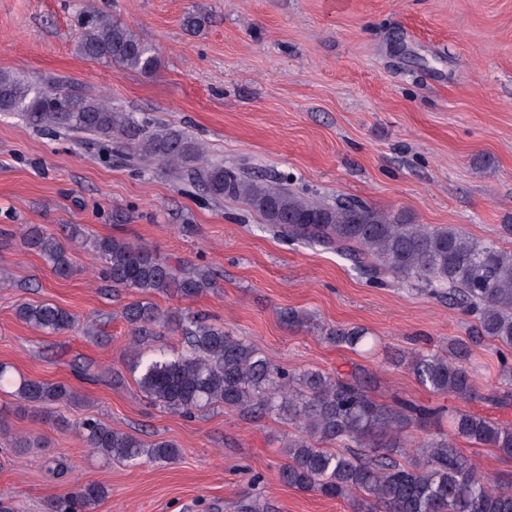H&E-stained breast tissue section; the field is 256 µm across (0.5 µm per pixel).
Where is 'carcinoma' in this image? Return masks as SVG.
<instances>
[{"label": "carcinoma", "mask_w": 512, "mask_h": 512, "mask_svg": "<svg viewBox=\"0 0 512 512\" xmlns=\"http://www.w3.org/2000/svg\"><path fill=\"white\" fill-rule=\"evenodd\" d=\"M74 49L77 55L118 65L143 76L154 75L160 58L129 23L107 13L81 12ZM0 113L54 133L92 135L122 147L143 165L156 164L214 200L237 202L263 223L295 239L336 243L356 253L374 272L412 279L422 289L475 317L470 341L454 339L442 352L397 357L415 381L438 394L477 399L467 367L470 344L488 339L512 351V251L479 241L454 227L414 224L400 213L362 201L333 202L306 198L273 177L252 176L209 158L204 145L172 123L138 117L78 87L47 90L40 79L0 70ZM23 244L52 266L57 276L75 269L73 248L98 254L102 276L112 288H131L192 301L219 288L204 266H174L144 243L120 237H89L77 226L67 241L41 226L23 231ZM131 336V373L152 403L186 417L219 406L288 415L299 423L284 438L282 481L327 498H347L354 512H512V481L491 479L458 450L455 440L493 448L512 458V424L462 411L395 397L375 399L353 376L288 372L258 348L222 325L189 308L163 310L151 301H134L121 311ZM22 322L50 335L74 330L98 335V324H78L67 310L48 302L16 306ZM180 338L182 350L169 352L160 337ZM328 340L351 348L367 347L372 337L360 328L331 329ZM40 412L60 403L78 402L70 384L9 375L0 364V388ZM416 442L404 432L441 426ZM87 447L107 461L172 463L179 448L169 440L151 442L112 428L95 418L77 425ZM97 482L76 486L49 503V512H94L107 496Z\"/></svg>", "instance_id": "obj_1"}]
</instances>
